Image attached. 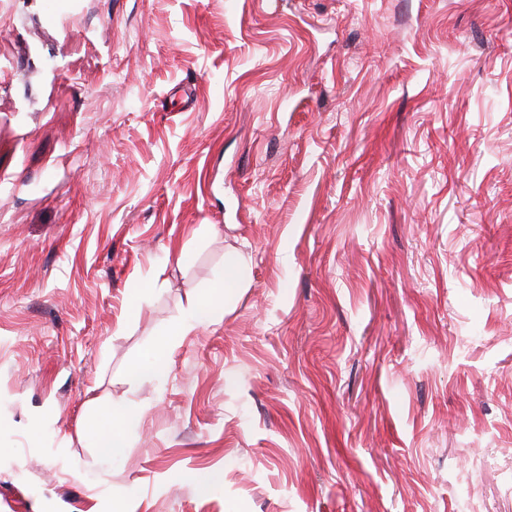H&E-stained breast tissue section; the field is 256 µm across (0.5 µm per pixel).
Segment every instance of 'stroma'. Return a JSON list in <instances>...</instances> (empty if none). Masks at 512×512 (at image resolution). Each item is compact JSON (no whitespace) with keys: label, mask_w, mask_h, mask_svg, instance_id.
<instances>
[{"label":"stroma","mask_w":512,"mask_h":512,"mask_svg":"<svg viewBox=\"0 0 512 512\" xmlns=\"http://www.w3.org/2000/svg\"><path fill=\"white\" fill-rule=\"evenodd\" d=\"M107 507L512 512V0H0V512ZM217 313L216 302L212 299L193 302L191 316L177 327L174 336H190ZM137 420L139 415L129 411L123 403H112L105 414L90 426L95 430L100 455L106 458L117 456L123 447L120 428Z\"/></svg>","instance_id":"stroma-1"}]
</instances>
